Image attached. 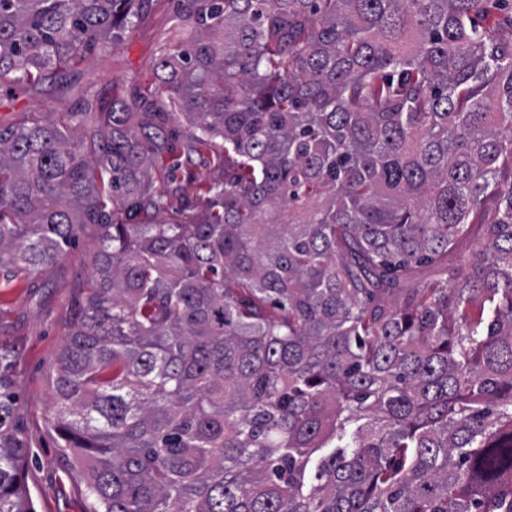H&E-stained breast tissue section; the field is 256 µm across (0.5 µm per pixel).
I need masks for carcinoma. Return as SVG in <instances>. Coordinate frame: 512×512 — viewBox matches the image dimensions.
I'll return each instance as SVG.
<instances>
[{
	"label": "carcinoma",
	"mask_w": 512,
	"mask_h": 512,
	"mask_svg": "<svg viewBox=\"0 0 512 512\" xmlns=\"http://www.w3.org/2000/svg\"><path fill=\"white\" fill-rule=\"evenodd\" d=\"M150 0H0V95L116 46ZM156 63L222 140L208 208L154 112L0 124V278L98 227L49 385L89 512H512V38L489 0H177ZM288 204V220L281 215ZM476 228L449 279L405 288ZM0 345V512H35ZM194 204L195 209L193 211L184 210L178 196L170 194L169 205L165 211L160 212L151 218H144L143 220L154 224H189L191 216L193 214H197L200 210L206 207V201L202 199H197Z\"/></svg>",
	"instance_id": "1"
}]
</instances>
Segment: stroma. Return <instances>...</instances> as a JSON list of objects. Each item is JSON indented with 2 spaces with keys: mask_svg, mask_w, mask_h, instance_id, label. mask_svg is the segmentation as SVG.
Segmentation results:
<instances>
[{
  "mask_svg": "<svg viewBox=\"0 0 512 512\" xmlns=\"http://www.w3.org/2000/svg\"><path fill=\"white\" fill-rule=\"evenodd\" d=\"M179 34L173 0H151L144 19L126 28L115 48L96 51L68 69L67 86L49 79L27 94L0 97V122L12 123L34 111L44 120H55L61 112L80 109L88 92L101 98L115 93L131 102L151 95L159 108H167L168 98L154 95L155 64ZM165 159L178 163L176 178L183 184L192 178H224V161L209 148L188 155L177 146ZM97 233L94 225H86L73 248L54 265L17 269L8 285L0 284V345L15 348L21 356L16 367L17 411L30 450L24 482L36 512H87L89 507L83 482L56 448L48 376L93 276Z\"/></svg>",
  "mask_w": 512,
  "mask_h": 512,
  "instance_id": "stroma-1",
  "label": "stroma"
}]
</instances>
